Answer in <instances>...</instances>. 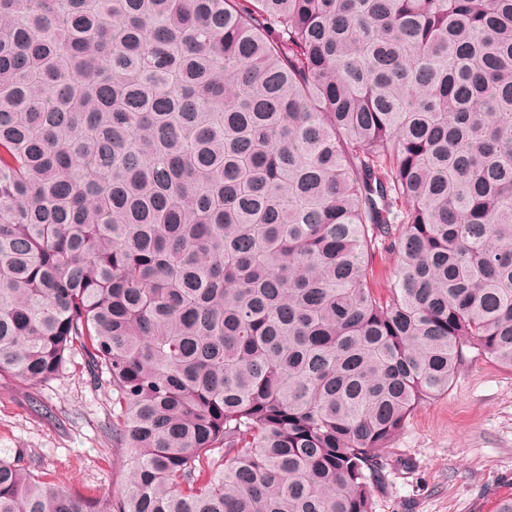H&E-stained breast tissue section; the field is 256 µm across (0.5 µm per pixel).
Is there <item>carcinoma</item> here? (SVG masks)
<instances>
[{"mask_svg":"<svg viewBox=\"0 0 512 512\" xmlns=\"http://www.w3.org/2000/svg\"><path fill=\"white\" fill-rule=\"evenodd\" d=\"M467 350L512 370V0H0V373L80 352L130 452L0 456V512H373ZM371 260L373 267L379 274V278L372 284V287L378 288L377 291L379 292H384L386 278L395 270L397 264L396 258L389 249L379 245L372 253Z\"/></svg>","mask_w":512,"mask_h":512,"instance_id":"carcinoma-1","label":"carcinoma"}]
</instances>
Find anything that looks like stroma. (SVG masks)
Masks as SVG:
<instances>
[{"label": "stroma", "instance_id": "obj_1", "mask_svg": "<svg viewBox=\"0 0 512 512\" xmlns=\"http://www.w3.org/2000/svg\"><path fill=\"white\" fill-rule=\"evenodd\" d=\"M73 355L56 379L0 375V451L64 490L102 497L128 474L112 446V391ZM373 512H487L512 492V371L466 357L445 395L418 407L384 452Z\"/></svg>", "mask_w": 512, "mask_h": 512}]
</instances>
